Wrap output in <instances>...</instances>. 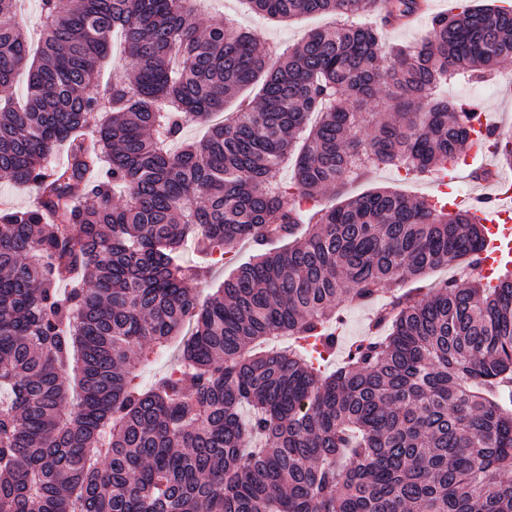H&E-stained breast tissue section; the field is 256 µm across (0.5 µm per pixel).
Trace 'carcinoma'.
<instances>
[{"mask_svg":"<svg viewBox=\"0 0 512 512\" xmlns=\"http://www.w3.org/2000/svg\"><path fill=\"white\" fill-rule=\"evenodd\" d=\"M18 2L0 0V87L29 83L0 96V174L37 202L0 208V512H512V272L480 275L487 228L387 188L318 207L467 154L480 112L441 88L512 57V10L394 46L374 13L417 0H246L335 18L279 49L201 29L197 0H39L34 52ZM117 32L129 68L101 92ZM380 94L393 114L367 110ZM188 122L206 134L172 149ZM487 133L512 167V135ZM190 240L256 254L202 300ZM450 260L468 285L398 291ZM372 304L323 374L314 353ZM174 340L178 368L142 386ZM391 188L412 198H429L438 195L440 189L439 181L436 178L430 179H407L403 173H399L391 167H380L373 170L368 176L348 187L343 195H335L336 192L328 190L325 193L322 203L325 206L338 204L349 196L358 195L375 188ZM372 313V309L367 307L350 306L346 308L344 323L340 332V344L324 363L326 373L334 371L343 359L349 345L367 333L370 328Z\"/></svg>","mask_w":512,"mask_h":512,"instance_id":"carcinoma-1","label":"carcinoma"}]
</instances>
